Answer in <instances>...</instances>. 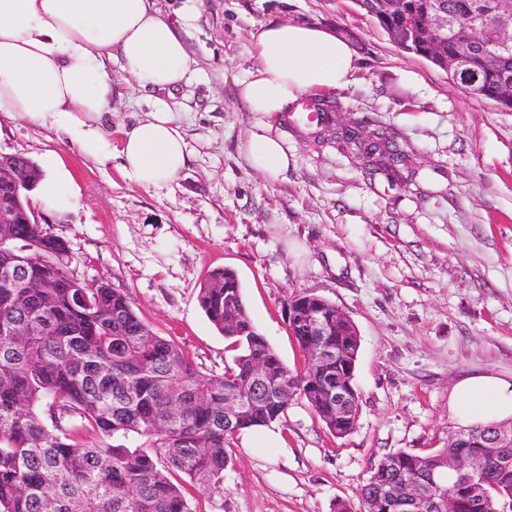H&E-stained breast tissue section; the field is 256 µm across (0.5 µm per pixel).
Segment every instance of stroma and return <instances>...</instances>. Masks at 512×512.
Here are the masks:
<instances>
[{"mask_svg": "<svg viewBox=\"0 0 512 512\" xmlns=\"http://www.w3.org/2000/svg\"><path fill=\"white\" fill-rule=\"evenodd\" d=\"M201 3L186 39L196 76L176 93L190 158L172 184L137 186L119 158L97 161L25 118L0 121V153L63 159L78 204L60 213L31 201L38 222L67 242L80 275L127 292L202 375L238 355L197 301L216 268L236 273L252 320L290 369L304 364L291 298L317 294L356 324L361 410L351 434L334 437L296 401L275 424L283 448L256 447L243 432L230 443L223 495L184 493L192 512H333L339 501L358 512L383 456L447 447L460 428L448 408L458 381L512 380V111L399 49L356 0ZM275 19L348 35L353 80L323 98L344 118L386 128L410 155L407 179L367 176L333 140L285 121L292 168L271 180L251 167L242 146L256 117L237 83L256 65L250 30ZM114 77L117 140L149 106L132 77Z\"/></svg>", "mask_w": 512, "mask_h": 512, "instance_id": "stroma-1", "label": "stroma"}]
</instances>
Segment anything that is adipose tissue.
<instances>
[{
	"label": "adipose tissue",
	"instance_id": "adipose-tissue-1",
	"mask_svg": "<svg viewBox=\"0 0 512 512\" xmlns=\"http://www.w3.org/2000/svg\"><path fill=\"white\" fill-rule=\"evenodd\" d=\"M199 0H181L169 19L157 0H0V117H24L66 133L94 159L112 152L104 123L114 97L111 62L155 101L125 131L122 172L142 187L173 182L188 164L186 132L175 93L190 77L185 32L199 18ZM257 66L239 84V96L258 115L243 146L263 175L287 173L292 156L273 121L304 94L347 87L356 70L350 43L309 24L270 21L250 33ZM39 202L71 209L74 179L54 153L43 162ZM449 407L463 423L491 424L512 417V381L474 375L452 390Z\"/></svg>",
	"mask_w": 512,
	"mask_h": 512
}]
</instances>
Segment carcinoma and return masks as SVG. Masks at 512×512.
Listing matches in <instances>:
<instances>
[{
  "mask_svg": "<svg viewBox=\"0 0 512 512\" xmlns=\"http://www.w3.org/2000/svg\"><path fill=\"white\" fill-rule=\"evenodd\" d=\"M406 2L413 12L405 21L422 35V9L429 3L459 23L477 25L470 63L483 82L471 93L495 100L502 83L512 81V54L500 55L489 43L493 34L512 32V14L499 0ZM357 125L376 140L367 175L386 169L391 150L404 151L384 129ZM0 233L19 250L33 248L31 274L41 283L34 292L0 287V512H191L174 475L211 497L224 494L229 441L286 418L295 401H306L336 437L355 429L359 394L346 417L336 416V405L324 396L338 371L353 384L360 349L353 327L309 336L306 325L289 324L305 357L294 372L252 322L236 274L214 270L197 300L240 354L223 374L205 377L181 347L139 319L128 294L80 278L65 241L40 224H8ZM308 304L336 320V305L318 295L300 293L290 301L293 307ZM22 317L34 321L33 334L19 340L1 333ZM338 344L350 346L347 367L317 355L318 347ZM258 358L267 368L262 382L254 377ZM242 394L251 406L224 426V397ZM130 433L145 438V447H90L82 438ZM494 438V430L478 424L457 431L448 447L431 454L382 457L361 489V512H395L413 483L422 488L413 512H435L434 502L445 497L454 500L456 512H501L512 504V470L502 471L497 460L512 455V447L493 448ZM460 454L480 455L484 466L448 473L449 461Z\"/></svg>",
  "mask_w": 512,
  "mask_h": 512,
  "instance_id": "cac0c4a2",
  "label": "carcinoma"
}]
</instances>
